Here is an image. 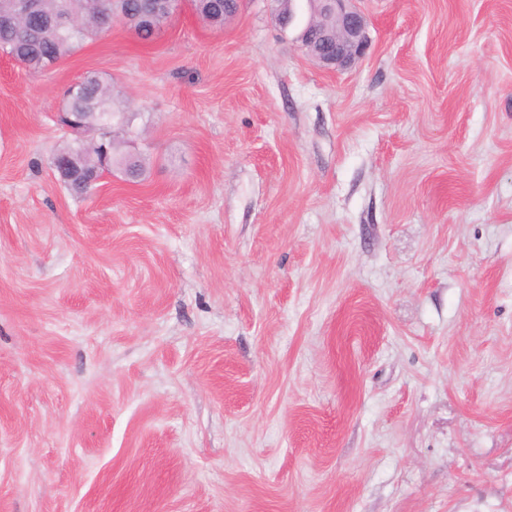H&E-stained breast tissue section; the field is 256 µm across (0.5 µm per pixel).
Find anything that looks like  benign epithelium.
I'll list each match as a JSON object with an SVG mask.
<instances>
[{
  "label": "benign epithelium",
  "instance_id": "benign-epithelium-1",
  "mask_svg": "<svg viewBox=\"0 0 512 512\" xmlns=\"http://www.w3.org/2000/svg\"><path fill=\"white\" fill-rule=\"evenodd\" d=\"M309 19L302 28L299 39L309 51L310 58L332 70L346 69L360 59L367 46V21L355 6V0H305ZM59 122L66 130L77 134L76 141L92 144L109 134L106 123L94 128L84 126L71 112L59 113ZM55 166L63 179L80 178L90 184L103 177L99 163L93 169L81 167L70 156L56 158Z\"/></svg>",
  "mask_w": 512,
  "mask_h": 512
}]
</instances>
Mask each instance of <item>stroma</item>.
Here are the masks:
<instances>
[{
    "instance_id": "35a3bbf8",
    "label": "stroma",
    "mask_w": 512,
    "mask_h": 512,
    "mask_svg": "<svg viewBox=\"0 0 512 512\" xmlns=\"http://www.w3.org/2000/svg\"><path fill=\"white\" fill-rule=\"evenodd\" d=\"M359 6L0 54V512H512V0ZM88 72L149 173L76 196ZM309 19L299 39L310 58L332 70L346 69L365 53L367 21L355 0H305ZM55 166H57V170L62 178L67 181L80 178L81 180L88 182L90 185L93 184L90 186L77 180H73L68 184L63 181L67 188L77 195H83L89 192V190L93 188L94 183L108 173L106 170L103 173L100 172V169L106 167L105 160L103 163H97L95 168L89 170L82 168L74 158L70 156H62L56 158Z\"/></svg>"
}]
</instances>
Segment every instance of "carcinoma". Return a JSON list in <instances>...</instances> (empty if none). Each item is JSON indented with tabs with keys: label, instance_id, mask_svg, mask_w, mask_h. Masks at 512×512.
Segmentation results:
<instances>
[{
	"label": "carcinoma",
	"instance_id": "cac0c4a2",
	"mask_svg": "<svg viewBox=\"0 0 512 512\" xmlns=\"http://www.w3.org/2000/svg\"><path fill=\"white\" fill-rule=\"evenodd\" d=\"M146 0H41V15L26 19L15 29L0 27V53L10 57L28 71L39 72L73 54L86 42L112 30L116 21L122 23L142 41H152L170 25L175 6L155 15L153 28L139 29L138 14ZM239 0H196L195 8L203 20L222 27L238 10ZM61 13H75L79 25L54 29L44 25L43 18ZM66 112H78L89 124L101 121L114 123L117 131L108 144L107 169L116 168L130 178L145 179V158L133 156L127 147L134 139L126 135L124 126L135 121L138 114L114 92L111 85L88 72L79 78L73 96L65 101Z\"/></svg>",
	"mask_w": 512,
	"mask_h": 512
}]
</instances>
